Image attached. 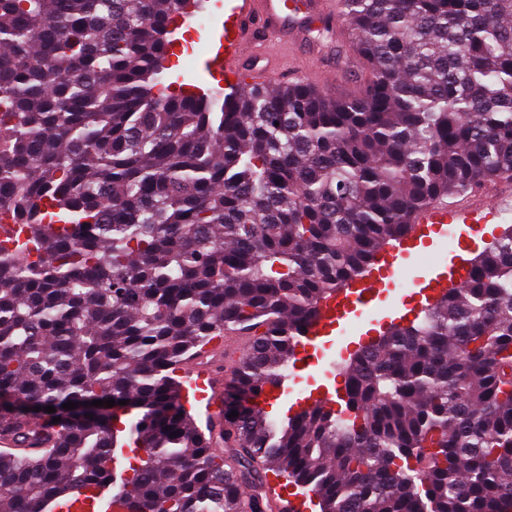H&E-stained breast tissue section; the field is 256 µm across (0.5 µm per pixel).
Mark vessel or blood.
<instances>
[{"mask_svg":"<svg viewBox=\"0 0 512 512\" xmlns=\"http://www.w3.org/2000/svg\"><path fill=\"white\" fill-rule=\"evenodd\" d=\"M343 24L335 0H224V16L211 34L212 52L204 62L205 71L224 82V95L236 98L250 85L291 78L328 90L325 76L306 74L287 64L270 66V57L292 54L294 47L310 40L313 31L338 28ZM502 192L488 194L476 189L461 200L431 204L415 210L410 221L413 229L396 241L382 272L369 276L358 285L343 289L339 299L327 301L306 334L307 346H315L323 337L347 334L349 326L366 318L380 298L386 280L395 279L405 267L411 249L444 237L452 224H495L512 220V180L502 182ZM469 262L455 255L451 265L433 268L428 274L411 279L410 296L433 303L448 288L468 276ZM247 340L242 336H224L207 350L206 357L188 361L182 377L189 395L205 401L213 418H221L219 401L223 385L230 381L233 369L242 357Z\"/></svg>","mask_w":512,"mask_h":512,"instance_id":"vessel-or-blood-1","label":"vessel or blood"}]
</instances>
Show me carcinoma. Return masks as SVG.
Wrapping results in <instances>:
<instances>
[{
  "mask_svg": "<svg viewBox=\"0 0 512 512\" xmlns=\"http://www.w3.org/2000/svg\"><path fill=\"white\" fill-rule=\"evenodd\" d=\"M195 2L0 0V512H268L269 472L319 512H512L511 224L346 364L343 408H253L411 211L512 178V0H339L363 94L232 104L164 85ZM227 333L217 422L178 372ZM100 396L137 415L63 408Z\"/></svg>",
  "mask_w": 512,
  "mask_h": 512,
  "instance_id": "obj_1",
  "label": "carcinoma"
}]
</instances>
